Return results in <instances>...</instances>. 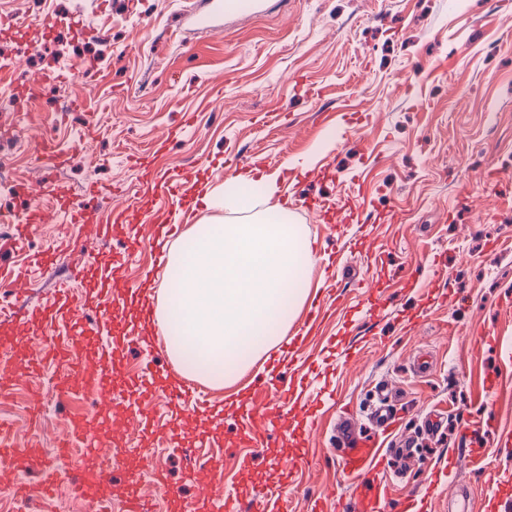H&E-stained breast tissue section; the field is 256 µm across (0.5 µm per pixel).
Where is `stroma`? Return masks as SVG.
<instances>
[{"instance_id": "obj_1", "label": "stroma", "mask_w": 512, "mask_h": 512, "mask_svg": "<svg viewBox=\"0 0 512 512\" xmlns=\"http://www.w3.org/2000/svg\"><path fill=\"white\" fill-rule=\"evenodd\" d=\"M189 0H0V234L7 218L24 216L22 186L64 184L82 199L92 184L121 187L138 198L127 219L150 223L162 203L143 184L135 158L153 159L173 175L185 168L208 187L224 184L226 166L248 157L281 169L289 215L312 242L315 262L305 304L287 315L288 333L312 325L301 365L272 368L280 341L233 383L205 382L214 406L236 400L277 375L292 401L318 394L319 423L307 441L309 464L292 475L286 512H335L354 489L341 472L333 435L337 411L362 414L382 383L392 384L415 455H389L398 512L449 456H469L459 482L470 487L473 512H512V448L463 428L476 384L486 376L512 384V0H267L224 19V30L191 29ZM270 113L281 114L276 123ZM48 144L59 167L36 160ZM317 155L313 172L293 160ZM491 176L487 194L471 197L472 178ZM96 240L92 227L69 222L34 225L15 265L27 268L24 298L7 297L0 314V371L12 390L0 397V424L24 426L28 447L54 460L58 489L43 497L38 471L20 498L0 491V512H89L69 491L90 462L62 457L52 428L61 420H97L90 403L54 406L29 420L33 394L49 393L55 364L28 371L23 361L38 309L57 268L38 263L64 238ZM360 247L348 251V241ZM167 273L150 246L131 258L129 289L151 284L161 302ZM444 416L437 431L425 418ZM197 437L189 468L158 442L112 467V512H124L125 480L164 471L188 503L198 483L234 487L259 508L292 447L272 438L263 448H238L233 418L185 408ZM249 468H241L242 459Z\"/></svg>"}]
</instances>
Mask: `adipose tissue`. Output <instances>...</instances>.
<instances>
[{
    "label": "adipose tissue",
    "mask_w": 512,
    "mask_h": 512,
    "mask_svg": "<svg viewBox=\"0 0 512 512\" xmlns=\"http://www.w3.org/2000/svg\"><path fill=\"white\" fill-rule=\"evenodd\" d=\"M280 181V170L260 171L204 192L206 208L247 212L250 221L197 225L170 254L159 320L172 337L173 359L203 377L231 379L237 362L257 351L283 325L286 310L306 297L312 245L275 203ZM262 196L269 206H260Z\"/></svg>",
    "instance_id": "adipose-tissue-1"
}]
</instances>
